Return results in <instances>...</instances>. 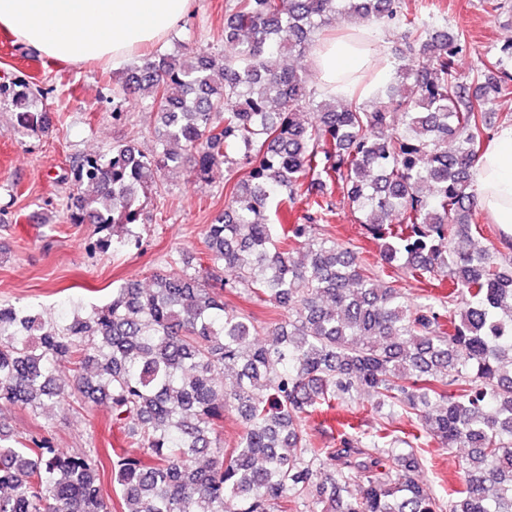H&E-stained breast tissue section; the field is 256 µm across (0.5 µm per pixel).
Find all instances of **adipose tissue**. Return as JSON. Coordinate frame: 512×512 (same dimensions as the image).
<instances>
[{
    "label": "adipose tissue",
    "mask_w": 512,
    "mask_h": 512,
    "mask_svg": "<svg viewBox=\"0 0 512 512\" xmlns=\"http://www.w3.org/2000/svg\"><path fill=\"white\" fill-rule=\"evenodd\" d=\"M193 0H0V28L37 53L72 63L108 58L123 63L163 39L189 14ZM390 53L378 29L364 41L341 38L318 46L311 64L340 98L371 100L388 80ZM372 81L359 86L357 73ZM478 206L512 241V124L495 130L473 167Z\"/></svg>",
    "instance_id": "adipose-tissue-1"
}]
</instances>
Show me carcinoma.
<instances>
[{"instance_id":"obj_1","label":"carcinoma","mask_w":512,"mask_h":512,"mask_svg":"<svg viewBox=\"0 0 512 512\" xmlns=\"http://www.w3.org/2000/svg\"><path fill=\"white\" fill-rule=\"evenodd\" d=\"M338 13L405 29L399 54L426 62L398 71L370 104L320 94L306 67L280 60L303 58ZM224 45L233 53L157 52L127 72L114 95L149 94L159 148L118 141L81 159L63 213L97 224L91 254L137 249L140 197L161 172L207 181L238 164L204 234L212 283L173 258L153 287L120 284L108 303L61 319L0 303V403L34 414L109 403L142 449L112 456L117 512H512V262L477 230L472 174L492 106L512 94V40L464 75V33L417 23L406 0H236ZM42 96L24 79L0 83L24 135L48 131ZM335 192L380 244L381 265L446 279L448 294L416 303L316 235ZM297 204L307 223H275ZM217 286L247 288L288 322L227 309ZM62 365L72 372L63 385ZM359 393L401 411L411 430L347 420L315 441L307 419ZM229 410L243 430L226 448ZM49 431L18 435L0 417V512H112L100 449L57 448ZM432 443L466 450L446 502L420 482Z\"/></svg>"}]
</instances>
